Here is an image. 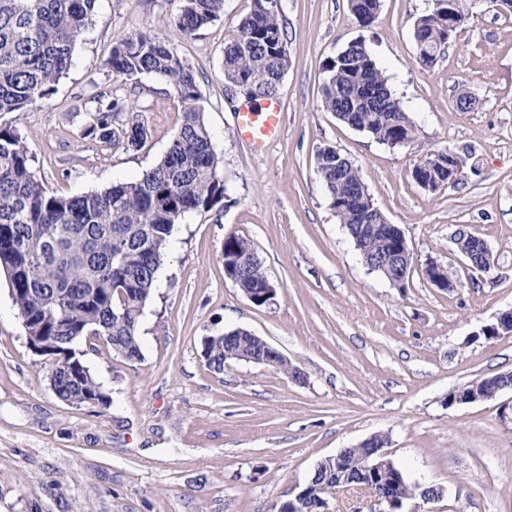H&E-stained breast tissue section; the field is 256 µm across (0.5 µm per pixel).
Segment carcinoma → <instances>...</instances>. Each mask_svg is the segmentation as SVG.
I'll return each mask as SVG.
<instances>
[{
	"mask_svg": "<svg viewBox=\"0 0 512 512\" xmlns=\"http://www.w3.org/2000/svg\"><path fill=\"white\" fill-rule=\"evenodd\" d=\"M98 0H0V114L22 113L46 104L72 64L76 42L92 24ZM467 0H434L432 11L413 27L417 59L432 66L438 54L469 20ZM362 27L376 19L381 0H349ZM224 0H179L176 24L187 37L218 20ZM455 28L448 29V14ZM290 59L281 8L272 0H252L250 13L224 44V81L248 85L252 100L278 90ZM109 71L138 88L143 75L165 80L181 104L180 124L163 157L140 176L108 188L64 196L48 191L34 169L26 136L12 124L0 125V271L26 335L52 341L54 394L73 405L109 404L78 353L83 339L102 338L128 360L142 359L139 318L151 300L157 272L169 250L175 224L189 212H208L224 202V159L199 106L193 68L168 42L146 34L117 38L106 62ZM323 108L340 122L388 146L417 138L418 128L391 89L385 71L364 41L349 43L323 64ZM77 111L89 115L86 134L126 150L141 148L144 124L128 116L127 98L104 85L78 97ZM316 172L330 206L344 224L362 263L376 266L381 254L400 245L398 235L368 237L359 232L367 205L354 201L363 181L349 157L334 146L316 153ZM411 178L434 192L463 180V172L440 149L417 160ZM224 272L252 303L265 304L269 279L250 242L224 238ZM231 349L258 352L261 345L242 328L203 341L202 357L224 371ZM360 448H345L339 459L314 469L295 501L294 512H322L336 490L367 481L359 468ZM379 489L391 496H420L424 487L407 481L392 461L377 473Z\"/></svg>",
	"mask_w": 512,
	"mask_h": 512,
	"instance_id": "1",
	"label": "carcinoma"
}]
</instances>
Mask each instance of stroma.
<instances>
[{
	"label": "stroma",
	"mask_w": 512,
	"mask_h": 512,
	"mask_svg": "<svg viewBox=\"0 0 512 512\" xmlns=\"http://www.w3.org/2000/svg\"><path fill=\"white\" fill-rule=\"evenodd\" d=\"M178 0H100L74 63L45 104L0 114L27 135L45 187L72 195L132 180L163 156L180 121L164 80L145 76L130 108L147 136L139 150L86 136L76 98L120 85L106 68L116 36L168 41L194 69L199 105L224 157L223 206L176 224L156 288L138 324L143 358L130 362L97 339L83 360L108 406L70 405L52 392V362L30 349L0 273V512H273L317 464L374 434L412 483L443 488L440 500L403 512H512V391L448 405L480 377L512 372V335L479 338L512 309V13L468 0L471 19L433 66L420 65L412 33L433 0H382L360 27L347 0H281L290 66L276 98L280 140L254 152L235 133L242 95L224 83V43L251 0L196 36L175 24ZM363 40L419 128L401 147L375 142L320 106L323 62ZM479 104L455 109L461 94ZM335 146L358 167L413 256L405 289L369 271L339 223L316 173ZM448 148L466 155L464 180L429 193L413 163ZM484 239L494 263L469 268L458 230ZM248 239L276 287L253 305L224 273L228 235ZM433 263L453 290L426 277ZM243 328L278 348L295 380L231 360L223 372L201 356L205 337Z\"/></svg>",
	"instance_id": "obj_1"
}]
</instances>
